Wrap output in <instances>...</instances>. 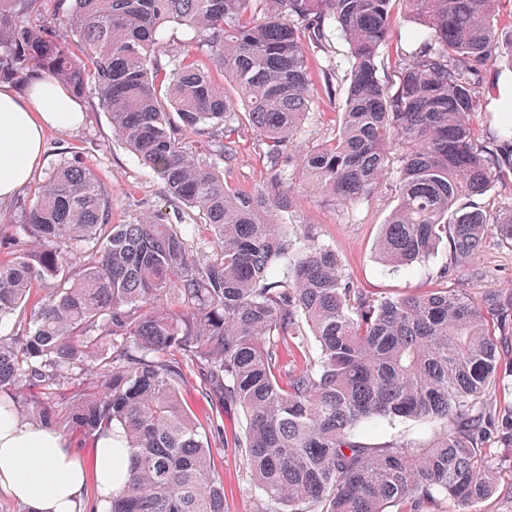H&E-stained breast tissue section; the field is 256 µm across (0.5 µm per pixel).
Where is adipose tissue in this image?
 I'll return each mask as SVG.
<instances>
[{
  "label": "adipose tissue",
  "mask_w": 512,
  "mask_h": 512,
  "mask_svg": "<svg viewBox=\"0 0 512 512\" xmlns=\"http://www.w3.org/2000/svg\"><path fill=\"white\" fill-rule=\"evenodd\" d=\"M83 119L80 103L58 82L45 77L20 97L0 88V203L30 181L41 162L44 131L71 128ZM130 462L114 451L112 439L94 443L93 464L84 466L55 431L0 416V489L26 512H75L87 482L108 507L124 482L117 468Z\"/></svg>",
  "instance_id": "obj_1"
}]
</instances>
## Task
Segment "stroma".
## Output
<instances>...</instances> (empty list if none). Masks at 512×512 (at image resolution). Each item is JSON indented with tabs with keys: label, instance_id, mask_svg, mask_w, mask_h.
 Here are the masks:
<instances>
[{
	"label": "stroma",
	"instance_id": "35a3bbf8",
	"mask_svg": "<svg viewBox=\"0 0 512 512\" xmlns=\"http://www.w3.org/2000/svg\"><path fill=\"white\" fill-rule=\"evenodd\" d=\"M346 45L331 35L327 50L311 58L314 99L305 124L304 142H319L334 128L333 113L343 94L341 73ZM85 112L76 129L52 128L45 135L42 162L31 181L10 202L0 204V217L20 224L25 203L33 198L61 161L91 168L112 195V221L136 223L148 213L163 215L167 223H179L187 207L172 199L164 184L150 175L137 158L112 134V124L92 92L78 97ZM240 133L233 155L221 163L224 182L230 186L262 188L268 178L267 163L257 146L247 116H240ZM292 205L304 224L320 240L332 247L347 277L378 297H402L435 287L437 274L448 261L447 247L410 268L384 266L375 251L382 224L387 223L396 205L394 193L384 190L363 197L355 207H345L311 190L294 192ZM448 285L462 290L494 288L512 291V247L488 234L485 246L466 274L452 276ZM365 441L380 443L392 439L427 440L428 425L408 420H381L362 428ZM213 466L224 479V512H261L259 493L248 491L249 477L234 449L223 447L212 437Z\"/></svg>",
	"mask_w": 512,
	"mask_h": 512
}]
</instances>
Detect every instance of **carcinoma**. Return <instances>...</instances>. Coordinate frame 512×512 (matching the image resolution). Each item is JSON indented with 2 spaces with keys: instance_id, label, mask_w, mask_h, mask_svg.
Here are the masks:
<instances>
[{
  "instance_id": "cac0c4a2",
  "label": "carcinoma",
  "mask_w": 512,
  "mask_h": 512,
  "mask_svg": "<svg viewBox=\"0 0 512 512\" xmlns=\"http://www.w3.org/2000/svg\"><path fill=\"white\" fill-rule=\"evenodd\" d=\"M412 26L379 57L395 25ZM512 0H0V79L33 69L94 90L112 134L209 231L148 215L112 223V198L88 167L63 162L24 208L0 261V409L56 432L114 430L131 457L108 512H224L212 446L186 407L192 366L215 416L242 414L224 443L243 458L263 512H480L512 449V362L489 317L502 296L446 286L489 231L512 246V208L467 200L512 181V125L479 134L483 71L512 70ZM169 22L193 31L167 61ZM348 44L333 134L297 140L313 92L309 62L329 32ZM210 55L236 95L200 65ZM272 180L246 191L216 168L234 151L238 109ZM395 169L397 205L379 258L410 267L449 247L440 285L376 298L354 285L310 231L290 237L294 189L352 205ZM45 289L22 311L31 290ZM101 370L87 377L89 362ZM411 420L425 443L363 441L360 425Z\"/></svg>"
}]
</instances>
